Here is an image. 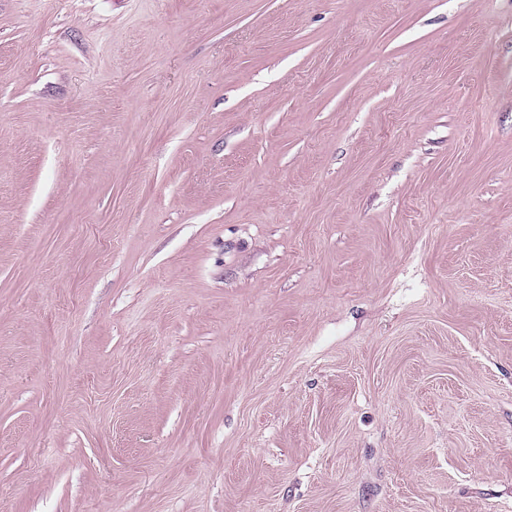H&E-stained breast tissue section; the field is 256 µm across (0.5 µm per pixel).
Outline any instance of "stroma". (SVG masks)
Returning <instances> with one entry per match:
<instances>
[{"label":"stroma","mask_w":512,"mask_h":512,"mask_svg":"<svg viewBox=\"0 0 512 512\" xmlns=\"http://www.w3.org/2000/svg\"><path fill=\"white\" fill-rule=\"evenodd\" d=\"M0 512H512V0H0Z\"/></svg>","instance_id":"stroma-1"}]
</instances>
